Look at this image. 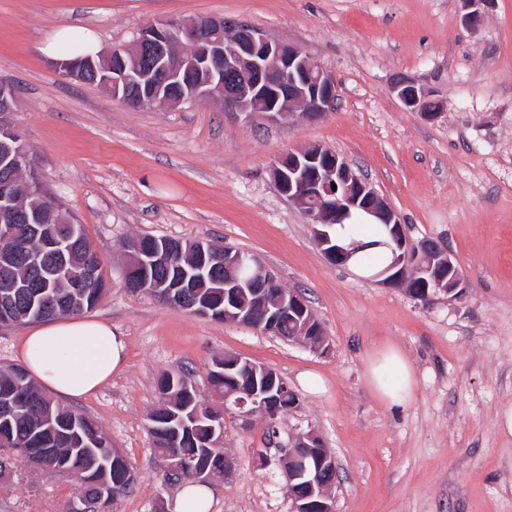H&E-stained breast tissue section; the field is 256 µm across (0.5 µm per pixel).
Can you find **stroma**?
Masks as SVG:
<instances>
[{"label":"stroma","mask_w":512,"mask_h":512,"mask_svg":"<svg viewBox=\"0 0 512 512\" xmlns=\"http://www.w3.org/2000/svg\"><path fill=\"white\" fill-rule=\"evenodd\" d=\"M202 16L301 48L335 78V108L314 122L249 120L204 100L134 109L63 76L43 52L62 26L87 27L110 49L156 20ZM397 77L436 91L441 116L406 110L390 90ZM0 81L15 89L43 189L106 268L108 289L87 315L127 342L121 372L62 401L98 424L135 476L110 512H155L175 498L147 431L157 380L186 372L199 399L217 404L209 374L227 353L274 369L299 403L273 438L264 421L226 416L233 477L212 483L209 512H291L280 459L308 427L336 458V512H512V436L497 427L512 404V0H493L475 31L460 0H0ZM315 144L367 175L411 242L448 246L461 299L425 304L325 259L270 174L275 158ZM144 235L255 255L283 287L305 290L329 352L128 290L127 249ZM388 346L414 372L403 406L384 404L366 377ZM305 371L325 392L299 387ZM77 494L71 478L18 464L0 477V512H67Z\"/></svg>","instance_id":"obj_1"}]
</instances>
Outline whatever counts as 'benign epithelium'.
<instances>
[{"mask_svg":"<svg viewBox=\"0 0 512 512\" xmlns=\"http://www.w3.org/2000/svg\"><path fill=\"white\" fill-rule=\"evenodd\" d=\"M491 3L492 0H462L465 26L477 30ZM60 69L65 75L94 84L133 108L149 101L165 107L194 98L217 99L227 109L274 121L286 112H299L308 120L321 119L336 104L334 79L300 48L273 39L244 21L216 17L162 20L143 28L130 48L63 60ZM391 92L406 109L419 112L428 120L440 115L423 107L425 99L435 97L434 92L413 80L397 78L391 84ZM14 103L13 87L1 82L0 166L4 174L0 176V232L4 234L10 231V224L17 217L18 195L13 174L31 167L28 150L15 129ZM270 172L280 192L300 207L314 225L333 224L352 208L363 209L392 225L397 252L390 266L372 277L378 285H405L412 272V259L441 250L447 254L448 274L434 271L432 286L412 293V298L429 304L439 294L448 296L450 301L463 296L465 279L450 251L431 240L411 243L406 225L345 157L326 147L312 146L277 158ZM335 185L343 190L333 189ZM314 237L330 263L344 264L341 251L331 247L328 239L321 237L317 230ZM81 238L78 227L71 226L68 237L49 245V255L64 254L73 241ZM210 250V243L198 242L197 251L203 259L192 270L193 280L203 281L208 275L209 262L204 255ZM245 263L251 273L242 282L236 271ZM224 271L228 274L224 281V309L214 319L270 334L277 331V323L286 317L297 325L295 341L316 352L329 350L318 319L296 292L279 303L266 328L253 323V313L265 305L267 291L278 284L277 276L267 264L226 247ZM125 284L182 308L177 289L185 287L184 279L152 285L127 279ZM214 369L224 371V381L233 384L224 390V407L214 408L217 412L214 420L221 425L223 417L232 411L245 420L259 416L274 423L284 409L298 406V398L271 368L226 354L214 363ZM287 397L290 404L284 408L282 403ZM161 460L166 473L178 478L189 476L198 483L209 484L219 477L227 482L233 475L232 461L227 456L222 475L198 460L179 461L164 456ZM281 469L293 512H335L334 482L329 476L336 472V459L315 430L296 435L293 445L283 455Z\"/></svg>","mask_w":512,"mask_h":512,"instance_id":"7a95c632","label":"benign epithelium"}]
</instances>
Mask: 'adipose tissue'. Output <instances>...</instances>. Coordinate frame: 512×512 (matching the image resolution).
Here are the masks:
<instances>
[{
	"label": "adipose tissue",
	"mask_w": 512,
	"mask_h": 512,
	"mask_svg": "<svg viewBox=\"0 0 512 512\" xmlns=\"http://www.w3.org/2000/svg\"><path fill=\"white\" fill-rule=\"evenodd\" d=\"M100 50L96 34L83 27L59 28L43 47L49 56L94 55ZM17 351L42 385L61 396L81 397L97 390L123 367L126 344L111 324L72 317L31 329ZM369 377L384 403L400 404L412 395L413 371L398 349H386L373 359Z\"/></svg>",
	"instance_id": "obj_1"
}]
</instances>
